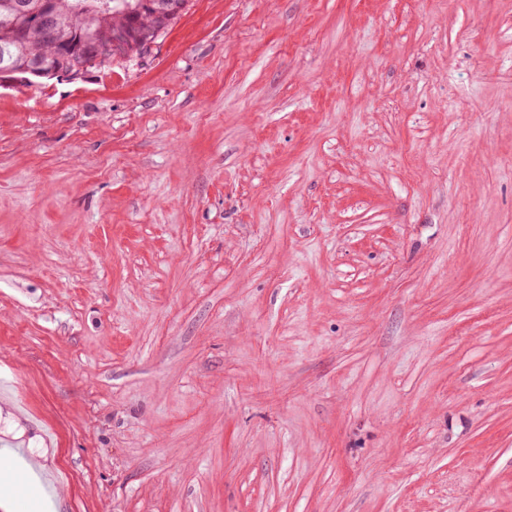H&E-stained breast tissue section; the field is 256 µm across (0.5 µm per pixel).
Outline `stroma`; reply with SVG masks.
<instances>
[{
  "instance_id": "stroma-1",
  "label": "stroma",
  "mask_w": 512,
  "mask_h": 512,
  "mask_svg": "<svg viewBox=\"0 0 512 512\" xmlns=\"http://www.w3.org/2000/svg\"><path fill=\"white\" fill-rule=\"evenodd\" d=\"M1 448L57 512H512V0L0 87Z\"/></svg>"
}]
</instances>
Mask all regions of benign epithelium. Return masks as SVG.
I'll return each mask as SVG.
<instances>
[{
    "mask_svg": "<svg viewBox=\"0 0 512 512\" xmlns=\"http://www.w3.org/2000/svg\"><path fill=\"white\" fill-rule=\"evenodd\" d=\"M58 5V0H0V11L14 19L12 29L15 44L26 49L42 44L54 48L52 54L26 55L23 71L28 76L23 79L15 77V69L12 67L1 69L0 86L32 85L35 78L48 73L45 65L48 60L56 58L55 51L65 46L63 34L69 27ZM187 5L188 0H86L76 7L87 27L80 58L68 67L55 71V75L74 80L92 68L111 63L115 57L127 60L135 58V54L128 48L124 25L115 24L108 28L106 34L99 35L91 29L97 22L109 21L115 16H141L146 12L154 18L178 17Z\"/></svg>",
    "mask_w": 512,
    "mask_h": 512,
    "instance_id": "7a95c632",
    "label": "benign epithelium"
}]
</instances>
